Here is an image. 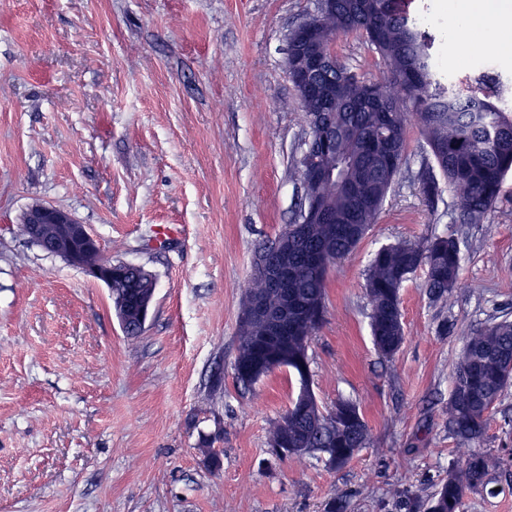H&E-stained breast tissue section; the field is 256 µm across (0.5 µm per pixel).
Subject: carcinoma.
Returning <instances> with one entry per match:
<instances>
[{
  "mask_svg": "<svg viewBox=\"0 0 512 512\" xmlns=\"http://www.w3.org/2000/svg\"><path fill=\"white\" fill-rule=\"evenodd\" d=\"M315 31L331 40L360 33L382 58L386 81L376 83L379 104L363 106L369 84L341 62L331 72L336 126L326 147L320 135L304 140L295 164L299 174L315 165L324 172L319 187V207L333 223L295 222L274 239L259 246L272 249L288 241V264L297 295L314 305L325 302L328 266L352 254L377 223L387 195L406 162V127L415 120L445 184L454 190L461 223L479 224L497 203L505 178L512 173V115L497 108L490 98L502 93L493 76H482L479 87L462 97L434 79L430 43L397 7L395 0H336V14L315 19ZM379 34L372 41L371 32ZM323 258L312 262L311 255ZM422 269L424 287L432 301L448 305L461 270L457 241L448 236L403 241L376 250L366 273L371 303L370 329L376 348L395 355L404 342L401 290L410 275ZM156 287L142 270L119 266L112 278L115 291L134 298L142 288ZM265 297L270 308L283 304L282 296L266 281L251 274L238 324L234 374L249 385L287 369L298 376L300 391L289 407L271 424L268 446L288 441L290 448H334L349 460L366 447L370 431L358 403L340 400L339 414L323 412L308 386L309 343L320 324L296 316L288 335L268 336L267 323L249 316L250 298ZM512 356V320H494L467 337L455 362L448 401V427L464 444L481 439L489 414L503 391L512 384V369L503 359ZM288 419V435L281 420ZM497 456L472 451L461 465L448 472L428 504L427 512H461L468 490L483 488L498 468Z\"/></svg>",
  "mask_w": 512,
  "mask_h": 512,
  "instance_id": "1",
  "label": "carcinoma"
}]
</instances>
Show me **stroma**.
<instances>
[{
  "mask_svg": "<svg viewBox=\"0 0 512 512\" xmlns=\"http://www.w3.org/2000/svg\"><path fill=\"white\" fill-rule=\"evenodd\" d=\"M428 26L439 79L470 93L512 54L461 58L448 0H398ZM316 0H0V512H426L466 446L448 430L467 336L512 318V175L482 223L463 224L416 123L369 237L329 273L309 385L324 408L359 403L370 442L332 469L272 456L271 422L299 392L277 371L235 379L238 319L257 246L295 216L293 159L308 126L285 65ZM333 50L372 81L366 38ZM89 225L105 256L149 271L151 317L128 337L109 290L32 244L24 210ZM448 235L461 253L449 306L416 272L401 292L404 343L373 345L365 270L384 245ZM221 458L212 470L199 450ZM478 450L502 457L462 512H512V386Z\"/></svg>",
  "mask_w": 512,
  "mask_h": 512,
  "instance_id": "obj_1",
  "label": "stroma"
}]
</instances>
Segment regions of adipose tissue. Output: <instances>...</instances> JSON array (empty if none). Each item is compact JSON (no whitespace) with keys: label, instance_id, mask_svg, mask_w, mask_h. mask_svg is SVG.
<instances>
[{"label":"adipose tissue","instance_id":"ef3b65f1","mask_svg":"<svg viewBox=\"0 0 512 512\" xmlns=\"http://www.w3.org/2000/svg\"><path fill=\"white\" fill-rule=\"evenodd\" d=\"M450 9L460 45L470 43L489 25L496 35L487 42V51H512V0H452Z\"/></svg>","mask_w":512,"mask_h":512}]
</instances>
